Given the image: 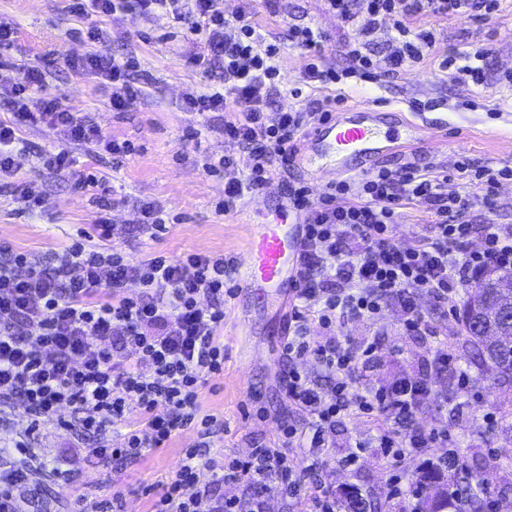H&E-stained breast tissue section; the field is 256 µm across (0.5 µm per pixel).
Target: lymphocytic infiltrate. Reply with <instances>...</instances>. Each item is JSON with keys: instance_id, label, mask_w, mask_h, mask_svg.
<instances>
[{"instance_id": "1", "label": "lymphocytic infiltrate", "mask_w": 512, "mask_h": 512, "mask_svg": "<svg viewBox=\"0 0 512 512\" xmlns=\"http://www.w3.org/2000/svg\"><path fill=\"white\" fill-rule=\"evenodd\" d=\"M140 2L188 22L190 34L208 35L224 52L223 87L189 95L185 104L193 112L228 113L224 135L249 156L247 173L224 186L223 210L231 212L245 195L260 192L287 169L302 130L319 121L321 112L335 110L342 99L326 97L318 113L270 117L268 104L280 92L279 43L264 41L249 17L226 19L215 0ZM327 2L354 32L346 53L356 65L355 76L363 79L374 76L370 46L384 21L392 23L386 60L388 74L395 75L423 61L432 45L431 32L414 27L417 18L486 17L499 7V0H367L368 19L361 24L354 0ZM288 40L308 54V80L324 85L341 81V74L322 62L320 32L292 27ZM70 66L110 80L113 107H121L133 91L130 61L98 53ZM44 81L39 69L23 67L15 82L0 86V95L14 109L12 119H0V176L13 174L16 156L29 149L17 134L20 122L57 126L70 142L101 145L115 157L129 153V143L105 139L89 114L63 108L58 97L29 111L28 92ZM457 171L463 189L451 195L443 190L447 175L411 166L340 182L319 199L311 197L307 186L289 185L288 206L302 214L304 237L291 331L282 349L295 363L288 372V398L310 422L304 431L284 427L278 443L253 449L248 460L229 463V470L250 486L291 472L295 478L285 490L295 494L298 478L316 472L319 460L291 461L289 448L306 438L312 447H323L338 419L361 414L376 416L382 427L380 445L393 471L389 498L405 496L399 470L434 444L449 449L444 466H457L458 451L447 429L404 425L432 395L430 378L401 377L371 387L360 365L374 357L376 345L367 343L355 352L344 337L330 333L345 319L376 317L388 303L400 307L408 331H425V317L416 304L420 293L447 304L467 288L471 275L512 271V229L491 221L476 229L462 221L476 205L492 206L501 180L512 177V167L475 169L463 162ZM414 198L428 204L432 234L404 248L394 241V227L404 201ZM114 230L108 218H99L90 229L78 231L48 269L28 265L23 254L0 245V399L22 402L38 424L68 409L71 426L96 437L91 453L105 461L138 458L194 422L200 423L202 434H214L220 423L215 416H199L198 397L208 377L224 370V344L218 336L224 324L223 259L197 253L173 259L158 252L134 263L112 248ZM475 232L483 244L472 251L468 239ZM132 282L139 284V292L127 293ZM312 317L324 335H310ZM118 353L126 356V364L115 362ZM308 358L332 371L335 383L324 389L302 374L297 364ZM134 412L145 418L146 431H130L123 447H109L113 426ZM212 465V458L199 449H187L155 512H240L235 499L199 483L198 474Z\"/></svg>"}]
</instances>
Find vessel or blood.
<instances>
[{
    "mask_svg": "<svg viewBox=\"0 0 512 512\" xmlns=\"http://www.w3.org/2000/svg\"><path fill=\"white\" fill-rule=\"evenodd\" d=\"M426 129L416 115L403 122L401 131H386L377 113L351 107L309 129L290 159L311 176L331 169L360 176L374 168L389 145L414 147ZM300 244L298 225L290 221L288 212H280L276 222L255 225L248 241L249 272L244 287L258 283L283 291L291 288Z\"/></svg>",
    "mask_w": 512,
    "mask_h": 512,
    "instance_id": "1",
    "label": "vessel or blood"
}]
</instances>
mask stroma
<instances>
[{"label":"stroma","mask_w":512,"mask_h":512,"mask_svg":"<svg viewBox=\"0 0 512 512\" xmlns=\"http://www.w3.org/2000/svg\"><path fill=\"white\" fill-rule=\"evenodd\" d=\"M0 20L10 22L16 38L9 51L16 64L40 68L43 88L32 92L30 109H38L51 95L61 98L74 112H87L101 130L118 141L130 142L133 150L115 159L104 151L71 142L55 127L22 128L31 149L18 155L14 182L38 189L47 201L37 213L24 210L20 195L0 188V244L23 252L37 268H48L63 243L78 230L94 224L99 212H107L122 233L113 242L131 261L155 252L177 257L201 253L223 257L232 281H239L246 264L247 237L251 226L287 207L285 186L308 183L313 197L329 192L339 182L336 174L316 182L296 168L274 176L262 193L246 195L238 207L221 212L225 183L247 171L248 156L236 152L224 139V115L187 111L184 95L221 85V72H202L194 58L212 55L205 36L187 35L185 24L162 12L144 13L138 7L99 18L109 33L102 45L87 41L82 34L88 23L69 11L67 0H0ZM256 31L264 39H282L279 59L284 92L274 98L271 112H315L324 97L338 95L346 106L371 107L382 112L387 126H398L409 113L419 112L431 125L449 121L460 127L456 137L426 138L408 151L385 156L380 168L391 171L406 166L430 172L453 174L462 160L475 167L499 168L512 165V126L501 118L512 113V0H501L490 17L461 19L437 15L419 18V27L430 30L435 42L434 58L475 46H486L489 74L477 86L459 80L455 68L438 69L432 61L408 68L396 77L375 81L356 77L323 86L305 82L309 58L287 42L289 27L309 26L323 35L322 54L326 66L339 70L352 67L345 54L353 31L329 10L326 0H269L258 5ZM102 50L117 57H130L136 94L122 109H113L110 84L98 74L73 71L68 61ZM301 96H292V89ZM69 149L84 170L95 171L101 185L95 191L74 192L67 177L46 169L38 151ZM232 153L234 167L212 174L206 169L214 155ZM155 203L175 216L167 234L151 237L141 226L140 204ZM432 217L418 199L405 202L395 228V241L411 247L429 234ZM419 305L428 331L411 333L396 305L382 309L378 320L354 319L337 326L338 335L351 345L372 341L375 359L368 363L365 378L380 387L403 374H429L436 386L444 377L432 366L435 343L447 344L457 364L469 376L467 392L454 402L428 397L412 417L414 427L442 426L454 437L461 457H478L486 487L495 493L496 512H512V427L505 421L485 425L484 412L512 409V382L501 383L491 367L460 345L456 304H438L421 294ZM290 295L270 289L237 292L224 306V372L209 378L198 399L200 414H215L224 420L223 431L203 439L196 427L180 428L163 447L148 450L138 459L103 465L100 460L77 453L78 436L71 430L67 412L57 422L32 430L31 416L14 402L0 406V446L23 445L35 454L47 473L50 492L36 493L34 484L19 485L17 499L24 512H71V494L78 491L89 499L111 500L123 494L125 512H153L156 499L176 476L185 449L209 443L219 461L246 459L252 449L269 444L286 426L306 428V415L289 403L284 379L292 364L281 352L291 315ZM376 421L354 416L337 423L329 447L319 449L320 485L303 483L294 497L283 494V480L276 477L264 489L249 487L244 479L220 480L218 472L203 471L201 482H218V490L239 498L249 508L261 497L266 512H304L317 488L328 490L337 501L358 493L376 501L381 512H421L419 500L387 496L388 472L382 451L376 448ZM358 451L354 465L346 457Z\"/></svg>","instance_id":"stroma-1"}]
</instances>
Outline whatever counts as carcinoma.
I'll use <instances>...</instances> for the list:
<instances>
[{
	"label": "carcinoma",
	"mask_w": 512,
	"mask_h": 512,
	"mask_svg": "<svg viewBox=\"0 0 512 512\" xmlns=\"http://www.w3.org/2000/svg\"><path fill=\"white\" fill-rule=\"evenodd\" d=\"M512 280V271H495L476 278L466 301L459 311V321L464 331V342L476 355L490 363L494 371L512 379V318L508 316L487 319L484 312L496 302L494 285ZM438 477L429 473L418 480L425 489L424 503L428 512H443L450 508L453 512H485L483 499L472 496L465 503L448 491L439 490Z\"/></svg>",
	"instance_id": "1"
}]
</instances>
